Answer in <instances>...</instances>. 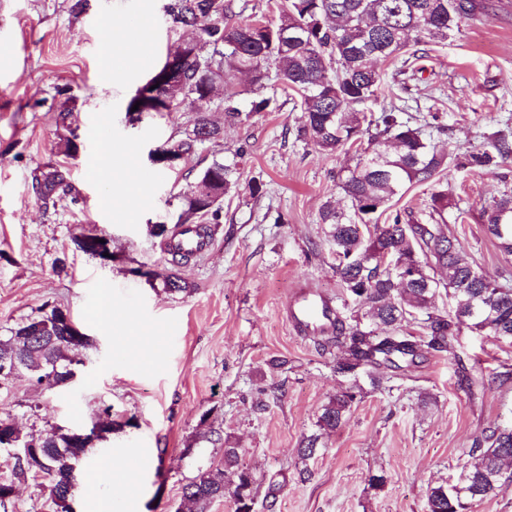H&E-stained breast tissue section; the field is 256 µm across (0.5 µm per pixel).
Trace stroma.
<instances>
[{
    "instance_id": "1",
    "label": "stroma",
    "mask_w": 512,
    "mask_h": 512,
    "mask_svg": "<svg viewBox=\"0 0 512 512\" xmlns=\"http://www.w3.org/2000/svg\"><path fill=\"white\" fill-rule=\"evenodd\" d=\"M74 2L0 0V335L57 306L92 345L68 386L13 380L0 393V418L25 433L79 429L112 406L120 425L84 458L77 512H91L100 496L114 512H174L183 486L223 460L214 431L241 448L258 484L285 479L277 512H427L429 487L456 480L483 432L512 425V344L464 326L452 352L425 354L374 388L367 375L337 373V349H320L292 328L286 308L303 283L329 295L342 317L365 312L341 286L320 220L326 201L349 208L338 176L356 153L298 140L300 99L273 77L263 93L275 97L276 110L225 125L223 139L199 150L223 158L235 186L209 249L180 268L190 292L164 291L169 256L148 227L173 224L186 181L182 171L154 165L150 153L181 138L192 115L147 112L134 122L127 106L178 35L164 19L167 0H90L80 13ZM485 2V13L463 20L447 41L416 44L415 73L379 62L382 92L366 111L400 106L437 151L453 156L484 150L512 130V0ZM142 19L149 64L108 76L105 22L132 28ZM66 90L75 101L63 121ZM72 136L73 157L63 152ZM106 141L115 157L108 187L91 171ZM49 166L67 168L72 185V199L54 206L31 185L34 170ZM254 181L263 186L256 197ZM511 189L512 159L448 178L446 232L502 285L512 284V256L483 225L493 198ZM88 230L111 235V261L75 248L74 237ZM105 284L108 323L99 318ZM274 359L284 367L270 368ZM355 383L361 396L309 461L311 480L299 482L296 448L317 433L329 399ZM260 395L263 412L252 406ZM105 447L116 461L112 482L87 489ZM373 474L384 476L381 488H371Z\"/></svg>"
}]
</instances>
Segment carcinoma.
I'll return each instance as SVG.
<instances>
[{
	"label": "carcinoma",
	"instance_id": "cac0c4a2",
	"mask_svg": "<svg viewBox=\"0 0 512 512\" xmlns=\"http://www.w3.org/2000/svg\"><path fill=\"white\" fill-rule=\"evenodd\" d=\"M278 20L231 22L233 0H169L165 7L169 27L190 29L185 41L173 49L181 59L177 74L158 82V87L137 89L127 112H156L167 103L179 112L194 115L192 128L178 140L162 144L165 151L185 156L186 187L175 195L176 228L152 225V235L166 242L173 270L163 277V289L186 293L190 285L175 270L190 254L179 251L174 240L181 229L191 227L202 237L213 235L223 220L224 197L232 189L231 169L214 158L201 169L187 167L197 150L223 138L224 126L212 113H224V121L238 123L243 117L270 112L273 99L260 94L241 110L240 95L233 84L237 73L247 68L252 84L262 88L269 69L283 89L301 98L304 121L297 137L324 151L352 147L371 126L377 133L358 156L354 168L340 178V187L351 202L347 211L332 203L324 205L320 219L327 225L336 255V273L342 287L365 307L371 328L361 323L336 321V335L324 344L340 349L336 371L357 376L365 372L371 383L379 381L374 370L382 365L414 362L424 352H447L460 326L468 325L486 336L512 343V288L501 286L478 270L459 244L443 230L439 219L448 206L446 190L432 193L430 222H413L397 212L378 223L392 200L407 184L428 182L449 168L452 158L436 153L418 129L403 121L397 111L376 118L358 106L377 97L381 75L372 60L399 59L409 43L428 39L441 42L463 19L486 9L480 0H281ZM305 25V39L282 44L281 33ZM512 158V143L505 138L490 148L472 153L456 168L479 171ZM32 187L44 202H57L71 193L68 171L51 167L32 177ZM373 223L374 232L364 237L359 226ZM487 232L499 248L512 255V193L505 191L491 204ZM451 296L452 312L434 305L439 290ZM421 317V334L407 333L403 323ZM21 359L22 370L39 387L54 389L69 370L83 364L82 354L66 336L62 309L52 307L19 323L0 336V355ZM357 399L354 388L342 391L323 406L319 429L331 433L341 427ZM35 443V451L12 469V477L0 480L3 498L13 494V483L41 472L49 477V495L57 512H71L75 497L73 475L67 461L86 455L93 447L61 427L21 436L19 444ZM471 461L455 485L428 489V512H469L474 501L497 495L508 486L504 469L512 466V429L495 428L471 449ZM234 496V512H245L257 493L255 480L241 463L237 448L224 449V463L199 472L182 488L175 512H210L224 499V490Z\"/></svg>",
	"mask_w": 512,
	"mask_h": 512
}]
</instances>
